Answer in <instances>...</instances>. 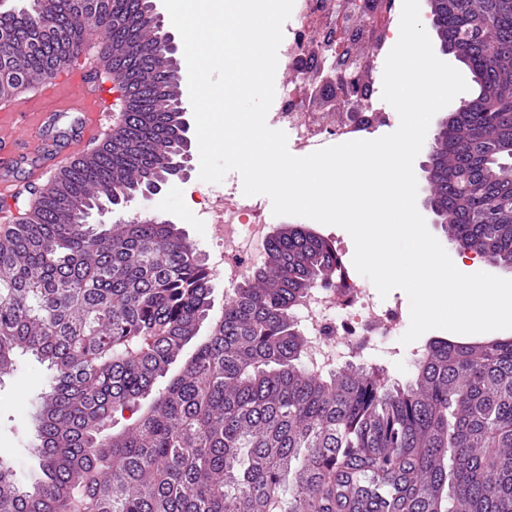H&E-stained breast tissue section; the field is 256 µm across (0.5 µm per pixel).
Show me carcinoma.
I'll return each mask as SVG.
<instances>
[{"instance_id": "1", "label": "carcinoma", "mask_w": 512, "mask_h": 512, "mask_svg": "<svg viewBox=\"0 0 512 512\" xmlns=\"http://www.w3.org/2000/svg\"><path fill=\"white\" fill-rule=\"evenodd\" d=\"M22 2L0 12V99L67 70L98 31L123 112L0 234V375L20 351L52 370L38 471L24 486L0 462V512H512V338L433 339L404 383L310 373L296 310L337 258L298 224L210 316L212 271L176 225L87 223L186 152L151 4ZM442 36L479 92L433 140L428 199L451 243L511 268L512 0H442Z\"/></svg>"}]
</instances>
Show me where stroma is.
<instances>
[{"label":"stroma","mask_w":512,"mask_h":512,"mask_svg":"<svg viewBox=\"0 0 512 512\" xmlns=\"http://www.w3.org/2000/svg\"><path fill=\"white\" fill-rule=\"evenodd\" d=\"M100 42V34L89 35L83 54L68 72L53 80L35 84L33 89L26 91L25 109L28 116L24 127L18 128L15 133L20 146L33 148L34 142L28 129L38 123V113L42 111L47 98H55L59 110L74 111L75 106L66 93L65 85L72 75L97 61ZM385 60V55H378L375 70L366 76L373 109L379 114L370 132L374 139L394 132L399 126L398 114L393 113L390 104L382 98L380 68ZM218 186L232 190L238 196L243 193L242 179L235 172L228 173ZM218 186L200 180L198 174L194 173L189 179L172 182L151 199L135 198L124 208L107 214L105 220L114 224L133 219L138 214L160 216L184 231L201 258L205 259L214 249V238L211 226L200 219V206ZM400 338V333L395 332L372 339L364 351L365 361L388 362L389 375L395 380L406 377L413 352L412 346L402 345ZM49 382L50 372L46 364L29 354L18 356L13 371L0 377V462L12 467L21 480L38 468L37 459L31 452L34 443L32 402L47 391Z\"/></svg>","instance_id":"35a3bbf8"}]
</instances>
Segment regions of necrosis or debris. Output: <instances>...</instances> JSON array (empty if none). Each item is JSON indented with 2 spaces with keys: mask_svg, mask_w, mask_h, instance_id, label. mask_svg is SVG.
Instances as JSON below:
<instances>
[{
  "mask_svg": "<svg viewBox=\"0 0 512 512\" xmlns=\"http://www.w3.org/2000/svg\"><path fill=\"white\" fill-rule=\"evenodd\" d=\"M383 0H295V27L281 45L296 92L292 101H281L272 116L275 124L288 127L297 151L314 149L329 141H344L352 134L371 130L376 115L370 99L340 101L341 90L331 89V103L310 109L305 100L312 86L310 75L338 54L357 56L367 65L365 43L355 41L362 25L383 17ZM206 213L220 248L214 252L213 271L235 287L263 264L269 233L259 206L231 192H215L207 199ZM297 317L310 342L308 365L317 373L334 369L340 359L360 358L369 337L386 336L401 324L400 314L377 306L366 288L347 269L311 291Z\"/></svg>",
  "mask_w": 512,
  "mask_h": 512,
  "instance_id": "1",
  "label": "necrosis or debris"
}]
</instances>
